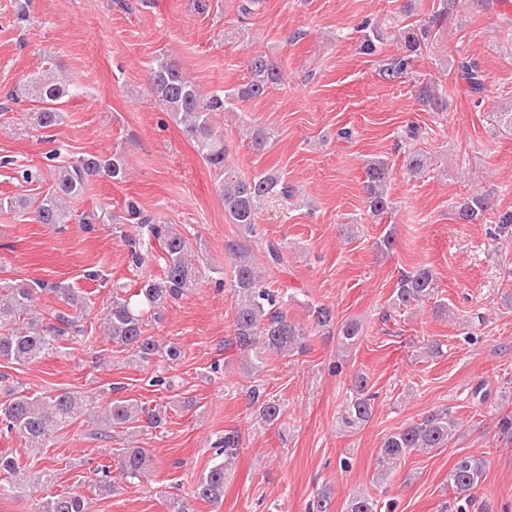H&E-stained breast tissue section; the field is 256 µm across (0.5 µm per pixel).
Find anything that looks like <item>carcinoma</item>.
Returning <instances> with one entry per match:
<instances>
[{
    "instance_id": "obj_1",
    "label": "carcinoma",
    "mask_w": 512,
    "mask_h": 512,
    "mask_svg": "<svg viewBox=\"0 0 512 512\" xmlns=\"http://www.w3.org/2000/svg\"><path fill=\"white\" fill-rule=\"evenodd\" d=\"M406 52L390 59L384 69L387 79L392 80L409 73L420 49L418 37L406 36ZM474 89L483 86L482 75L476 62H460ZM248 81L230 94L215 90L200 93L179 69L166 61H160L151 72L153 91L159 102L171 112L183 133L195 144L200 156L223 176L220 196L224 212L234 224L246 232L254 230L255 217L264 203L273 196L288 195V186L280 176L263 173L245 178L225 164L226 147L223 136L217 135L212 125V115L222 112L227 101L251 100L265 94L267 89L281 82L282 74L277 63L268 55L255 53L248 62ZM72 84L50 72L39 71L26 79L23 88L12 91L11 97L21 96L36 104L35 120L41 128L55 127L63 122L60 109L62 100L72 95ZM104 173L117 180L123 175L120 158L103 159L89 155L56 170L53 185L36 208V219L41 224H64L68 218L62 201L79 196L88 180ZM390 179L389 166L383 161H373L366 168V206L374 216L388 209L386 183ZM488 202L482 196H474L458 206L460 219L472 222L483 216ZM126 211L133 220L139 221L148 239L139 243L133 253L134 262L144 260L150 240L158 241L166 252L165 277L159 281H143L135 294H112V303L104 317L103 331L110 342L130 352L131 360L148 363L159 353V346L145 335L143 310L158 311L165 304L178 299L200 279L197 266L187 260L191 251L189 241L170 230L166 224H157L150 216L142 214L136 202H127ZM235 255L233 279L228 287L234 301V340L239 350L254 354L257 364L263 363L268 352L281 356H293L304 351L308 330L288 317V295H278L266 283L264 266L251 258L249 252L231 244ZM60 294L66 308L57 310L51 318L44 319L34 313L37 291L44 288ZM435 276L422 267L403 275L396 284L390 308L397 312L414 304H421L434 297ZM81 300L71 289L59 283L45 285L36 281L18 280L0 292V362L17 366L29 365L62 348V343L75 341L82 336L83 326L79 315L72 309L80 307ZM311 317L319 328L334 323L329 307L318 305L310 309ZM354 396L346 402L341 413L342 426L357 431L365 426L373 414L374 395L370 393L369 378L364 373L352 379ZM0 394L6 400L0 402V423L7 432L17 435L29 448H46L53 436L77 418L83 408L81 397L71 391L61 390L54 395L29 394L15 384L8 383V376L0 375ZM253 403L258 405L260 423L267 426L278 423L285 413V406L265 398L258 386L250 391ZM164 418L157 410L131 399H112L104 408L105 428L123 432L141 428L146 423L159 428ZM457 421L445 408L432 412L397 432L387 435L377 454V480L385 481L411 452L415 450L444 448L455 435ZM238 433L224 434V460L214 464L197 481L191 497L202 501H217L224 497V479L231 470L240 447ZM116 458L119 476L131 483L141 482L150 473L153 458L144 448H118ZM486 460L466 455L459 458L448 472V489L454 500L473 502L475 492L485 475ZM25 465L13 455L0 454V497L21 492L29 485L24 474ZM378 500L358 493L350 497L344 512H378ZM38 512H87L86 498L78 493L62 492L50 495L39 504Z\"/></svg>"
}]
</instances>
